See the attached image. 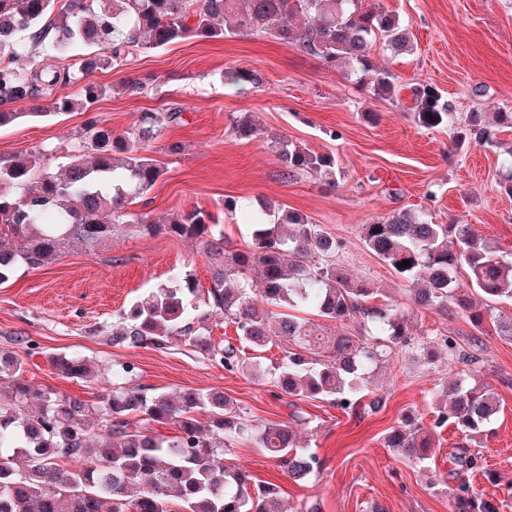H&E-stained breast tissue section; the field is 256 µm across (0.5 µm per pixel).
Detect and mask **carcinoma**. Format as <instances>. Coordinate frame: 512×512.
<instances>
[{
    "label": "carcinoma",
    "mask_w": 512,
    "mask_h": 512,
    "mask_svg": "<svg viewBox=\"0 0 512 512\" xmlns=\"http://www.w3.org/2000/svg\"><path fill=\"white\" fill-rule=\"evenodd\" d=\"M264 33L296 44L344 71L371 95L396 99L401 88L390 69L373 60L378 40L396 53L412 51L406 29L394 16L362 0H0V106L24 104L27 112L0 111V127L43 117L33 101L57 87L81 84V98L55 102L54 115L95 104L112 93H141L126 78L100 84L99 71L117 68L135 47L162 48L189 38L222 40ZM415 121L448 123V105L431 85L411 88ZM182 119L179 109L145 111L134 129L116 133L91 117L83 145L67 156L58 175L38 171L43 153L25 160L0 159V285L15 267L41 268L78 240L89 250L122 231L192 240L211 260V284L179 272L138 302L112 327V345L164 348L172 339L234 372H257L292 398L289 423L255 426V440L294 481L323 468L319 456L297 446L294 426L313 422L298 402L328 400L341 410L377 413L384 404L373 382L378 365L411 361L430 370L439 347L450 364L471 374L441 389L434 419L424 425L408 414L384 438L397 454L422 464L431 459L434 435L451 424L468 436L481 432L500 411L491 388L472 376L486 323L512 341V316L484 300L512 301V259L473 225L432 224L412 211L361 225L363 242L410 284L412 303L440 315L468 313L475 333L467 346L452 336L413 332L410 313L384 299L336 259L342 244L307 216L270 204L244 212L251 241L237 246L219 227V214L200 207L157 224L128 209L164 174L146 154L164 124ZM481 116L458 131L455 145L486 135ZM288 172H312L334 181V156L300 148L286 137L270 140ZM410 265L398 267L403 261ZM466 271V278L460 272ZM309 310L334 325L358 321L356 333H329L324 325L293 315ZM233 324L253 351L285 343L275 367L247 357L231 343L200 334L215 316ZM66 377L93 381L97 370L65 354L51 357ZM112 389L90 404L23 378L18 355L0 351V512H283L280 486L260 484L224 462V448L245 430L246 411L224 393L185 389L175 397L129 385L135 367L110 365ZM208 419L202 429L199 416ZM157 425L175 432L165 437ZM448 462L450 512H498L470 481L484 468L480 452L460 448Z\"/></svg>",
    "instance_id": "cac0c4a2"
}]
</instances>
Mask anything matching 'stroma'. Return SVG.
<instances>
[{
	"label": "stroma",
	"mask_w": 512,
	"mask_h": 512,
	"mask_svg": "<svg viewBox=\"0 0 512 512\" xmlns=\"http://www.w3.org/2000/svg\"><path fill=\"white\" fill-rule=\"evenodd\" d=\"M365 3L396 15L413 44L411 54L397 58L380 44L374 51L375 61L398 75L400 103L365 93L320 58L267 35L191 38L136 49L125 65L95 75L102 84L142 79L140 94L105 97L89 114L68 112L1 128L0 157L22 159L39 151L42 169L55 173L82 140L88 117L119 133L134 126L139 112L179 108L182 122L164 127L149 148L164 174L146 198L135 200L133 211L159 221L198 206L214 211L235 198L265 199L307 215L341 241L338 261L349 273L410 310L415 332L466 342L473 330L467 315L414 308L407 282L364 246L360 227L409 210L435 224H471L512 254V197L499 186L512 128L493 121L498 109H512V0ZM232 70L259 74L261 81L231 83L226 74ZM418 83L440 91L448 106L447 125L420 126L404 109ZM476 86L484 88V96H473ZM370 112L378 114L377 122L367 120ZM475 112L482 116L486 138L454 149V135ZM246 113L257 116L261 134L233 133V120ZM273 134L335 156L338 184L285 171L268 147ZM174 142L181 144L180 153H169ZM210 266L199 247L161 234L125 231L95 250L68 244L55 263L19 266L0 286V349L23 359L24 377L33 386L89 403L110 387L107 367L120 360L134 364V386L169 393L215 388L235 406L249 409L254 424L287 421L288 397L260 377L228 373L177 342L156 350L126 349L111 341L113 323L137 299L179 271H191L209 286ZM60 353L91 361L100 369L97 380L56 373L49 358ZM479 356L481 379L491 386L501 411L474 445L486 472L473 484L485 498L502 502L501 512H512V494L505 489L512 481V342L486 327ZM457 377L450 365L424 374L396 364L382 367L377 378L386 389V405L375 414L304 401L313 425L297 428L298 440L324 461L323 471L306 482L288 479L249 430L226 449L225 461L254 479L278 483L287 512H306L313 504L321 512H370L375 505L385 512H448L445 486L430 484L428 473L448 471L450 453L463 442L460 432L451 426L441 430L425 469L384 447L383 439L410 409L430 424L434 393Z\"/></svg>",
	"instance_id": "1"
}]
</instances>
